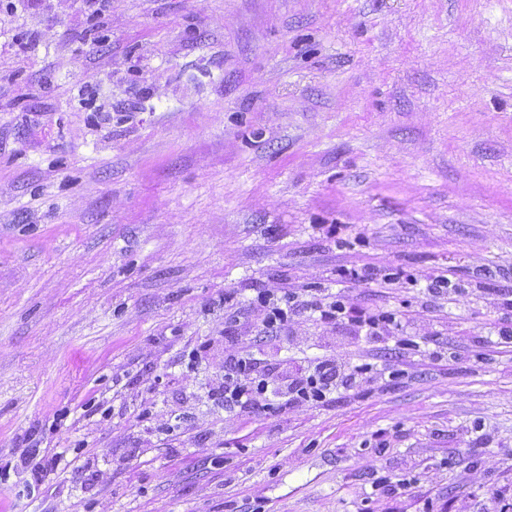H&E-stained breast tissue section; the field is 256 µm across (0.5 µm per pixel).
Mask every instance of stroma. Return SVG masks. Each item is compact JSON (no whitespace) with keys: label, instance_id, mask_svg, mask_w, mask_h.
Wrapping results in <instances>:
<instances>
[{"label":"stroma","instance_id":"1","mask_svg":"<svg viewBox=\"0 0 512 512\" xmlns=\"http://www.w3.org/2000/svg\"><path fill=\"white\" fill-rule=\"evenodd\" d=\"M504 501L512 0H0V512ZM264 306L266 307V313L264 317V326L268 329H281L288 323V311H294V304L292 298L276 299L272 298L269 294L262 296ZM284 301V306L282 303ZM289 303V305H288ZM252 367L247 360L239 359L224 369V405L227 408H257L270 410L267 398L269 384L265 379L251 377ZM366 370H368L367 367H352L325 359L316 364L312 375L288 388V393L293 395L294 400L320 403L332 388L349 387L355 380V376Z\"/></svg>","mask_w":512,"mask_h":512}]
</instances>
